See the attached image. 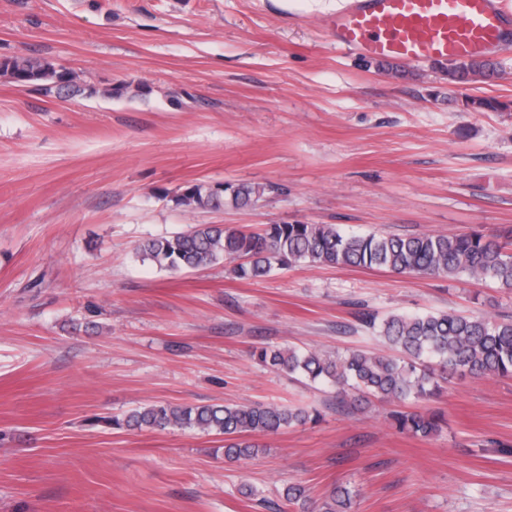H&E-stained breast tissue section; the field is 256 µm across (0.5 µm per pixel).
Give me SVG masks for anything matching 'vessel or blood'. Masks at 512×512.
Returning <instances> with one entry per match:
<instances>
[{
  "instance_id": "obj_1",
  "label": "vessel or blood",
  "mask_w": 512,
  "mask_h": 512,
  "mask_svg": "<svg viewBox=\"0 0 512 512\" xmlns=\"http://www.w3.org/2000/svg\"><path fill=\"white\" fill-rule=\"evenodd\" d=\"M328 24L341 45L409 63L512 47V12L503 0H347Z\"/></svg>"
}]
</instances>
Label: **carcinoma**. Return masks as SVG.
<instances>
[{
	"label": "carcinoma",
	"mask_w": 512,
	"mask_h": 512,
	"mask_svg": "<svg viewBox=\"0 0 512 512\" xmlns=\"http://www.w3.org/2000/svg\"><path fill=\"white\" fill-rule=\"evenodd\" d=\"M491 66L472 59L448 68V80L489 77ZM0 76L16 85H35L57 94L81 92L78 76L48 61L23 57L0 59ZM466 105L476 112H503L512 107L495 97H474ZM273 185L196 182L179 189L173 201L192 210L220 209L226 204H256ZM142 259L161 269H200L220 261L233 264L239 279H258L273 268L306 263L317 267L385 270L397 275L444 276L451 280L478 279L512 291V228L504 233L480 230L453 235L400 236L347 233L336 224H267L260 232L213 224H190L170 236L152 238L139 246ZM359 319L374 328L393 355L363 350L331 353L296 346L260 347L253 356L274 372L300 376L333 388L336 397L355 392L363 398L415 408L395 411V428L429 437L442 429L437 412L416 407L441 391L444 374L459 372L476 378L512 375V315L483 313H395L381 321L369 312ZM319 413L305 407L274 404H206L177 406L155 403L111 419L112 427L127 430L180 427L224 436V457L249 460L258 453L252 437L268 435L291 425H304ZM283 498L303 512H351L352 493L333 488L317 502L300 483L284 488Z\"/></svg>",
	"instance_id": "carcinoma-1"
}]
</instances>
